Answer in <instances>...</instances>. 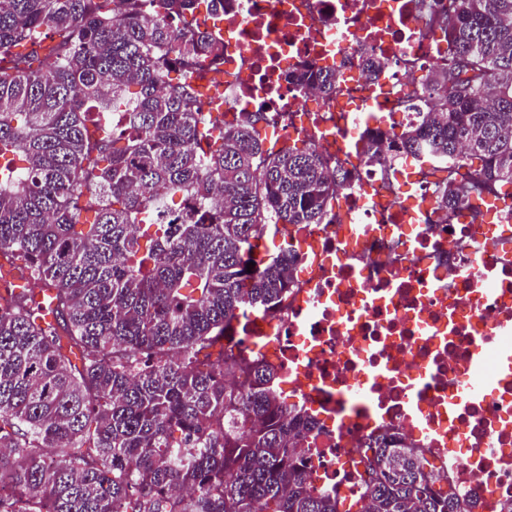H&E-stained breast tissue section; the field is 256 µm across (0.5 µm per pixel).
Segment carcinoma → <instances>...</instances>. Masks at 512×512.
<instances>
[{
	"label": "carcinoma",
	"instance_id": "cac0c4a2",
	"mask_svg": "<svg viewBox=\"0 0 512 512\" xmlns=\"http://www.w3.org/2000/svg\"><path fill=\"white\" fill-rule=\"evenodd\" d=\"M202 3L224 10L0 0V256L55 291L52 322L33 289L0 301V512H474L394 433L363 450L357 496L315 490L317 419L224 345L300 263L270 250L269 226L326 223L359 171L306 140L265 147L264 112L202 111L196 80L224 61L220 36L188 21ZM427 33L447 56L402 102L412 120L367 131L363 153L390 192L403 157L445 173L436 203L456 224L512 200V0H449ZM359 53L368 75L389 66ZM340 78L294 75L326 97Z\"/></svg>",
	"mask_w": 512,
	"mask_h": 512
}]
</instances>
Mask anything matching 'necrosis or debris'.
Returning <instances> with one entry per match:
<instances>
[{
    "mask_svg": "<svg viewBox=\"0 0 512 512\" xmlns=\"http://www.w3.org/2000/svg\"><path fill=\"white\" fill-rule=\"evenodd\" d=\"M207 26L224 41L225 122L270 112L267 146L301 137L362 169L338 220L295 232L301 261L279 305L228 333L321 421L313 486L356 491L362 444L391 431L475 495L477 512H496L512 501V210L492 224L448 223L429 175L403 165L391 195L362 153L374 119L388 115L392 133L400 100L430 82L445 48L426 36L419 0H224ZM364 44L397 68L363 73ZM307 68L342 72L333 97L292 81ZM477 379L488 391L473 399Z\"/></svg>",
    "mask_w": 512,
    "mask_h": 512,
    "instance_id": "4bbe7bcc",
    "label": "necrosis or debris"
}]
</instances>
